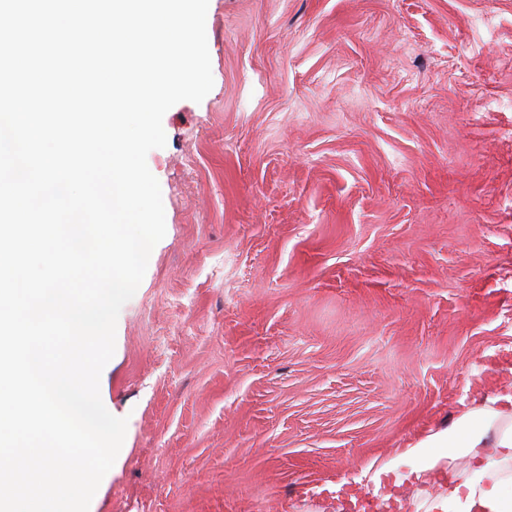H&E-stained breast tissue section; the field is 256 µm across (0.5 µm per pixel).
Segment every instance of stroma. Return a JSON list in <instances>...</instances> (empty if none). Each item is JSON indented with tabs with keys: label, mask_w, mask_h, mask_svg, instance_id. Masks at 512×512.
Wrapping results in <instances>:
<instances>
[{
	"label": "stroma",
	"mask_w": 512,
	"mask_h": 512,
	"mask_svg": "<svg viewBox=\"0 0 512 512\" xmlns=\"http://www.w3.org/2000/svg\"><path fill=\"white\" fill-rule=\"evenodd\" d=\"M89 512H426L400 451L512 395V0H209ZM398 470L374 485L375 460Z\"/></svg>",
	"instance_id": "1"
}]
</instances>
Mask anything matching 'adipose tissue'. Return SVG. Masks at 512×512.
Instances as JSON below:
<instances>
[{"label":"adipose tissue","mask_w":512,"mask_h":512,"mask_svg":"<svg viewBox=\"0 0 512 512\" xmlns=\"http://www.w3.org/2000/svg\"><path fill=\"white\" fill-rule=\"evenodd\" d=\"M494 459H486L485 449ZM406 456L420 457L425 469L441 458L464 456L473 469L455 474L447 499H433L432 512L451 504L453 512H512V410L493 405L467 409L448 430L406 449Z\"/></svg>","instance_id":"adipose-tissue-1"}]
</instances>
